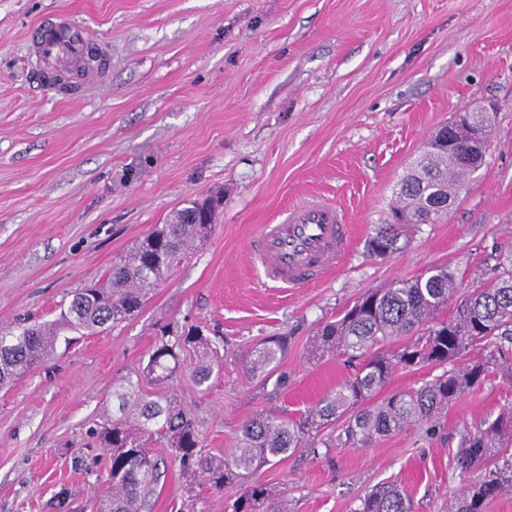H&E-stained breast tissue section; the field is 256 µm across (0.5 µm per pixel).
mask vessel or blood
<instances>
[{"instance_id":"b4317fda","label":"vessel or blood","mask_w":512,"mask_h":512,"mask_svg":"<svg viewBox=\"0 0 512 512\" xmlns=\"http://www.w3.org/2000/svg\"><path fill=\"white\" fill-rule=\"evenodd\" d=\"M89 30L61 17L41 21L31 38V52L41 68L47 91L70 94L67 79L82 84L103 82L105 64H88ZM346 214L312 197L291 208L276 224L264 225L250 248L251 260L265 268L270 280L292 286L322 279L339 264L350 245Z\"/></svg>"}]
</instances>
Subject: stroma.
<instances>
[{
	"instance_id": "1",
	"label": "stroma",
	"mask_w": 512,
	"mask_h": 512,
	"mask_svg": "<svg viewBox=\"0 0 512 512\" xmlns=\"http://www.w3.org/2000/svg\"><path fill=\"white\" fill-rule=\"evenodd\" d=\"M62 14L110 63L105 83L67 99L46 92L29 57L33 28ZM476 103L498 107L482 167L441 223L375 257L367 241L409 163ZM213 189L224 192L215 231L134 316L58 345L0 390V512H99L108 483L93 433L164 325L217 338L221 374L195 386L189 356L142 389L191 409L205 452L222 457L246 420L299 417L344 379L342 361L311 346L367 289L442 263L480 279L492 245L512 243V0H0V330L54 319ZM309 195L348 214L351 245L324 279L283 288L246 247ZM280 335L275 370L247 371L248 351ZM510 405L499 377L453 403L433 437L408 429L327 461L300 451L261 477L284 512H355L383 482L414 512H446L466 481L460 431ZM153 451L166 464L144 512H180L192 493L199 512H230L235 490L188 486L167 448Z\"/></svg>"
}]
</instances>
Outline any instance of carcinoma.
I'll return each instance as SVG.
<instances>
[{"label":"carcinoma","mask_w":512,"mask_h":512,"mask_svg":"<svg viewBox=\"0 0 512 512\" xmlns=\"http://www.w3.org/2000/svg\"><path fill=\"white\" fill-rule=\"evenodd\" d=\"M467 121L487 139L495 113L462 117ZM484 160L468 132L451 150L444 141H431L397 184L392 222L369 238L368 250L389 256L402 249L400 240L409 226L441 221L448 215V203L465 189ZM197 207L193 200L176 211L171 222L157 227L114 263L101 282L76 293L55 319L1 334L0 388L51 357L67 334L92 335L138 311L149 292L212 233L214 225L196 223ZM483 265L485 278L466 291L463 275L440 264L364 292L340 317L323 324L314 339L312 356L338 358L349 368L336 391L297 419L256 416L246 421L236 448L222 458L202 451L196 420L176 399L162 394L146 398L138 382L119 386L112 392L116 411L97 432L112 483L105 512H142L163 463L150 448L157 440L166 443L186 477H201L218 491L241 486L231 512H283L272 506L271 490L259 476L276 458L305 448L314 458L328 461L332 448L372 447L411 426L435 435L439 415L449 405L502 371L512 377V246L493 247ZM414 334V341L389 349ZM287 345L286 336L264 341L247 358L248 369L266 372ZM186 349L196 356L191 379L204 385L214 373L218 346L197 327L173 328L157 337L142 374L164 383L179 368L180 352ZM472 349L484 352L483 358L470 359ZM418 366L438 369L440 374L417 387L379 397L397 371ZM509 441L512 407L460 434L457 463L464 471L483 467L485 476L454 495L448 512H484L488 500L512 488V460L499 464ZM320 444L327 448L322 455ZM355 512L413 510L406 492L384 483L367 493Z\"/></svg>","instance_id":"cac0c4a2"}]
</instances>
